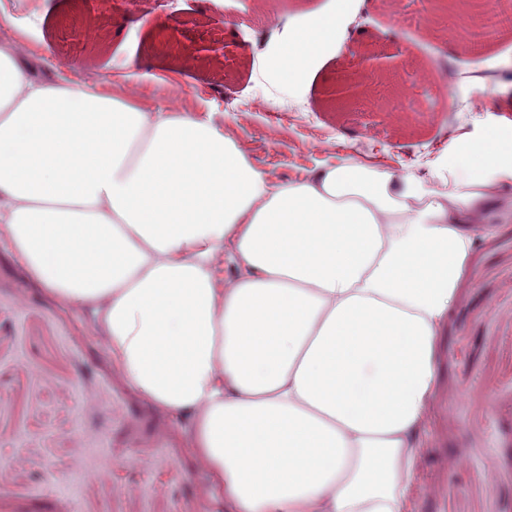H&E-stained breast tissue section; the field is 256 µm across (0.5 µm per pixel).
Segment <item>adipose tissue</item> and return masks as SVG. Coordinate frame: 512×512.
<instances>
[{
  "label": "adipose tissue",
  "mask_w": 512,
  "mask_h": 512,
  "mask_svg": "<svg viewBox=\"0 0 512 512\" xmlns=\"http://www.w3.org/2000/svg\"><path fill=\"white\" fill-rule=\"evenodd\" d=\"M352 11L286 29L268 72L306 77ZM27 36L0 14V247L90 314L235 512H413L441 329L512 207L504 140L272 184L211 117L39 78Z\"/></svg>",
  "instance_id": "ef3b65f1"
}]
</instances>
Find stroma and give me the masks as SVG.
<instances>
[{"label": "stroma", "instance_id": "1", "mask_svg": "<svg viewBox=\"0 0 512 512\" xmlns=\"http://www.w3.org/2000/svg\"><path fill=\"white\" fill-rule=\"evenodd\" d=\"M334 0H147L135 19L111 0H10L67 78L135 94L146 109L211 115L270 182L298 181L324 164L356 160L389 169L445 154L458 138L512 127L497 97L512 83V38L493 32L478 50L429 22V0L358 11L359 35L330 44L296 87L268 80L260 32L306 24ZM197 46L185 60L179 45ZM392 55L386 79L364 81L344 108L326 100L354 53ZM487 82L476 89L474 59ZM158 83H136L131 60ZM406 92L410 105L376 111L378 97ZM473 253L441 338L440 391L430 442L415 477V512H512V214ZM467 462L452 469L451 457ZM499 479L479 474L487 458ZM135 487L131 496L115 492ZM201 470L184 430L112 368L83 316L30 280L0 249V512H231Z\"/></svg>", "mask_w": 512, "mask_h": 512}]
</instances>
